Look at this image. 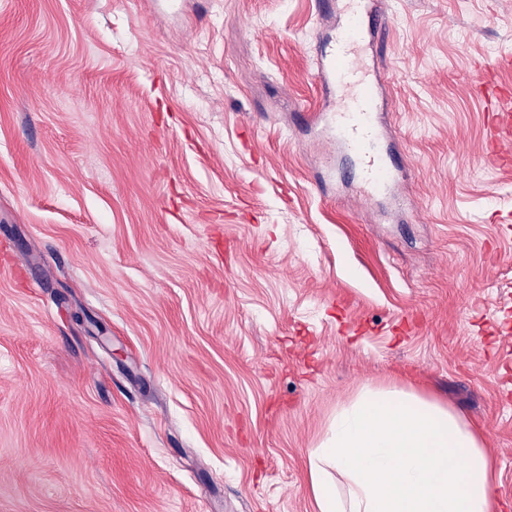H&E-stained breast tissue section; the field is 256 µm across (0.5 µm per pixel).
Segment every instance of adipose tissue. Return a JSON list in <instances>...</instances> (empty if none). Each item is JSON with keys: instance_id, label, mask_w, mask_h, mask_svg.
Instances as JSON below:
<instances>
[{"instance_id": "adipose-tissue-1", "label": "adipose tissue", "mask_w": 512, "mask_h": 512, "mask_svg": "<svg viewBox=\"0 0 512 512\" xmlns=\"http://www.w3.org/2000/svg\"><path fill=\"white\" fill-rule=\"evenodd\" d=\"M318 512H492L478 435L445 406L366 389L337 411L310 457Z\"/></svg>"}]
</instances>
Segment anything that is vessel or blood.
Returning <instances> with one entry per match:
<instances>
[{
    "label": "vessel or blood",
    "mask_w": 512,
    "mask_h": 512,
    "mask_svg": "<svg viewBox=\"0 0 512 512\" xmlns=\"http://www.w3.org/2000/svg\"><path fill=\"white\" fill-rule=\"evenodd\" d=\"M337 22L313 58L316 79L327 103L316 126L334 135L340 151L353 159L367 198L391 196L400 167L391 165L392 150L384 123L386 103L381 90L387 81L374 53L386 27L380 0H337ZM493 93L500 103L490 114L493 136L489 158L512 164V89Z\"/></svg>",
    "instance_id": "1"
}]
</instances>
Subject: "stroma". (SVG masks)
<instances>
[{"label":"stroma","mask_w":512,"mask_h":512,"mask_svg":"<svg viewBox=\"0 0 512 512\" xmlns=\"http://www.w3.org/2000/svg\"><path fill=\"white\" fill-rule=\"evenodd\" d=\"M395 202L308 126L316 0H0V512H317L367 388L458 414L512 512V0H385ZM496 97L503 98L494 112H489L493 136L488 158L500 165L512 164V93L509 87L491 89Z\"/></svg>","instance_id":"stroma-1"}]
</instances>
